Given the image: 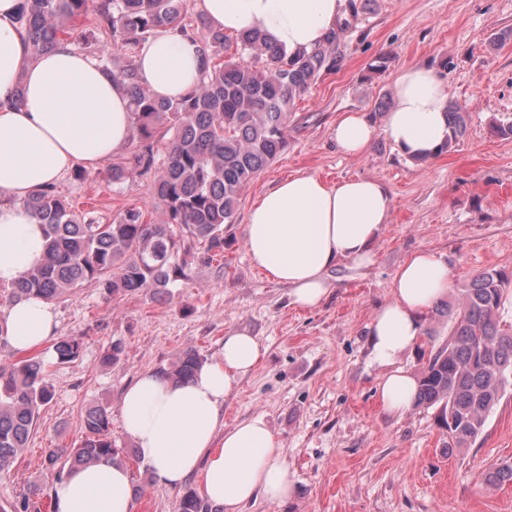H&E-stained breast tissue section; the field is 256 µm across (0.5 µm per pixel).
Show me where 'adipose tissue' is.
I'll return each mask as SVG.
<instances>
[{
    "label": "adipose tissue",
    "mask_w": 512,
    "mask_h": 512,
    "mask_svg": "<svg viewBox=\"0 0 512 512\" xmlns=\"http://www.w3.org/2000/svg\"><path fill=\"white\" fill-rule=\"evenodd\" d=\"M208 23L232 33L257 31L285 53L312 51L340 17L344 0H197ZM19 0H0V285L24 279L45 256V227L25 201L78 164L97 166L126 146L134 116L125 88L98 59L64 42L33 57L16 21ZM157 96L177 99L197 82L195 42L174 31L150 40L137 58ZM395 105L381 131L403 154L433 158L448 137L447 87L429 67L404 68L394 83ZM376 131L361 114L336 122L332 137L345 154L366 151ZM390 219L385 185L357 177L333 185L296 173L268 189L250 208L245 247L251 263L288 286L295 304L316 307L331 284L327 269L341 260L369 265ZM449 287L448 268L434 252L412 254L393 281V298L374 315L369 343L385 372L381 401L402 413L415 400L417 380L401 359L422 335V317ZM55 328L52 304L26 298L0 310L10 344L40 347ZM261 346L244 329L228 331L224 353L192 380L145 371L123 392V432L153 478L171 488L200 475L205 499L224 512L262 497L282 502L293 485L280 439L263 417L224 428L220 410L239 380L260 360ZM58 512H134L128 469L107 459L73 470L55 484Z\"/></svg>",
    "instance_id": "1"
}]
</instances>
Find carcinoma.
Here are the masks:
<instances>
[{"label":"carcinoma","mask_w":512,"mask_h":512,"mask_svg":"<svg viewBox=\"0 0 512 512\" xmlns=\"http://www.w3.org/2000/svg\"><path fill=\"white\" fill-rule=\"evenodd\" d=\"M337 21L311 52L287 55L258 32L228 35L210 26L198 12L185 21L188 0H21L17 22L33 56L48 53L63 42L74 23L92 16L94 29L82 33L77 45L87 46L112 34L122 57L99 61L123 84L134 115L135 136L141 142L134 165L158 175L150 193L161 209L157 221L130 208L110 222L96 212L78 214L50 185L33 192L27 207L46 226L44 263L14 285L13 298L56 300L76 288L120 292H151L161 296L187 277L188 257L203 244L224 251V225L233 223L243 188L270 166L286 145L288 116L321 75L340 65L338 45L357 19ZM177 31L200 46L202 66L197 84L184 96H155L141 78L133 59L152 38ZM448 151L464 135L465 112L448 104ZM167 139L164 155L154 149L156 137ZM512 295V280L499 271L474 275L461 289L456 307L448 308L453 326L448 344L436 351L421 372L417 401L440 405L448 431V447L467 448L483 431L491 411L512 387V325H504L500 310ZM57 358L78 357L80 343L62 339ZM206 363L196 349L182 350L161 372L177 382L190 380ZM44 363L37 356L0 364V471L9 469L27 447L41 412L54 399ZM84 437L72 448L45 450V468L54 480L102 458L120 461V449L109 436L111 413L93 405L83 414ZM485 479L512 484V463L489 468ZM40 487L33 486L20 505H0V512H41ZM178 512H221L220 508L185 490Z\"/></svg>","instance_id":"1"}]
</instances>
